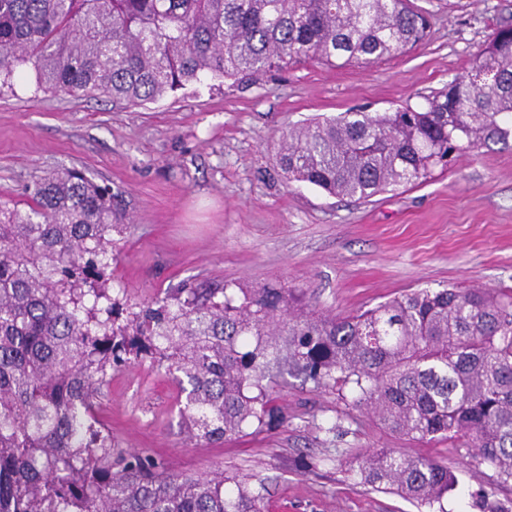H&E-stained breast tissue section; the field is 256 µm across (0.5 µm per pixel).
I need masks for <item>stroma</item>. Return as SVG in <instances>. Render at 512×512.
I'll list each match as a JSON object with an SVG mask.
<instances>
[{
  "label": "stroma",
  "instance_id": "obj_1",
  "mask_svg": "<svg viewBox=\"0 0 512 512\" xmlns=\"http://www.w3.org/2000/svg\"><path fill=\"white\" fill-rule=\"evenodd\" d=\"M431 15L428 40L372 64L301 61L254 82L205 81L143 106L98 96L0 90V200L55 168L124 192L132 219L111 287L129 302L181 282L282 283L317 308L348 315L414 288L512 289V147L463 153L427 182L353 202L285 182L279 139L313 117L419 105L465 72L512 0H412ZM176 383L149 363L117 372L101 415L120 447L159 455L189 475L211 470L263 484L267 512H421L369 490L337 449L404 448L447 462L458 486L445 512H512V482L452 442L416 443L356 410L350 391L289 378L281 417L221 446L184 441ZM336 422L335 434L325 433Z\"/></svg>",
  "mask_w": 512,
  "mask_h": 512
}]
</instances>
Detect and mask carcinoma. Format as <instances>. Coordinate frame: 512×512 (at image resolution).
<instances>
[{"label":"carcinoma","mask_w":512,"mask_h":512,"mask_svg":"<svg viewBox=\"0 0 512 512\" xmlns=\"http://www.w3.org/2000/svg\"><path fill=\"white\" fill-rule=\"evenodd\" d=\"M409 0H0V88L144 105L206 79L256 81L296 59L368 64L423 42ZM512 145V23L419 107L352 109L288 129L287 181L366 200L426 182L468 151ZM0 202V512H264L247 476L175 473L114 444L112 373L172 376L185 440L259 431L285 376L351 387L408 441L473 448L512 481V290L421 288L352 315L301 288L183 282L133 304L109 287L128 228L120 192L78 169ZM359 483L429 507L448 464L397 448L339 452Z\"/></svg>","instance_id":"carcinoma-1"}]
</instances>
